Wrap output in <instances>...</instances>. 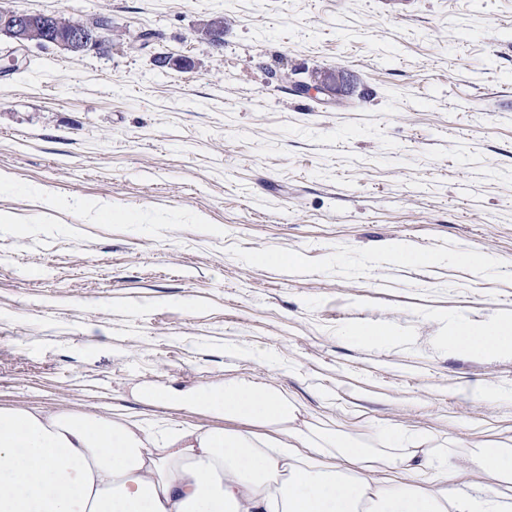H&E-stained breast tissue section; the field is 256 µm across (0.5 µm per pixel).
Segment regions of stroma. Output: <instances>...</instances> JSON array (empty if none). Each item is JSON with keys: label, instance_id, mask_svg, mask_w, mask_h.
Listing matches in <instances>:
<instances>
[{"label": "stroma", "instance_id": "1", "mask_svg": "<svg viewBox=\"0 0 512 512\" xmlns=\"http://www.w3.org/2000/svg\"><path fill=\"white\" fill-rule=\"evenodd\" d=\"M0 9L112 19L103 50L33 44L0 74V405L207 428L133 388L243 378L364 441L512 437V353L446 342L512 312V0ZM284 64L353 92L283 87ZM377 326L399 341L357 338Z\"/></svg>", "mask_w": 512, "mask_h": 512}]
</instances>
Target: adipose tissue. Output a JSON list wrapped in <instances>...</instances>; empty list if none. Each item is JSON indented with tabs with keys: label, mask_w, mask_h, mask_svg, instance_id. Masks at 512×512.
<instances>
[{
	"label": "adipose tissue",
	"mask_w": 512,
	"mask_h": 512,
	"mask_svg": "<svg viewBox=\"0 0 512 512\" xmlns=\"http://www.w3.org/2000/svg\"><path fill=\"white\" fill-rule=\"evenodd\" d=\"M448 343L512 352V315L454 323ZM134 396L225 423L162 432L132 413L0 405V512H512L511 437L467 445L487 479L471 494L435 438L389 430L366 446L302 420L277 387L232 379L141 386Z\"/></svg>",
	"instance_id": "obj_1"
}]
</instances>
